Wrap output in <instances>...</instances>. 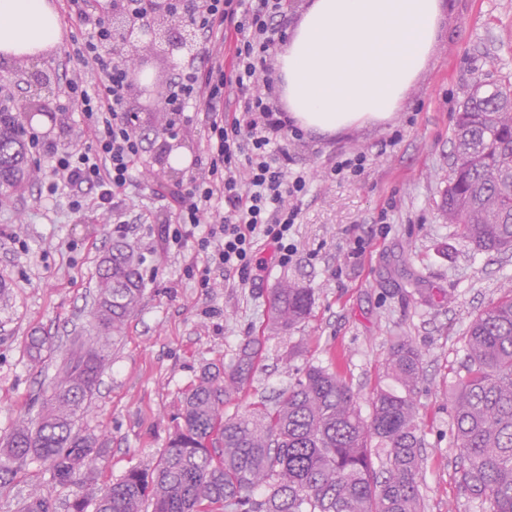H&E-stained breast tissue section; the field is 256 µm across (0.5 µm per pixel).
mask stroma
Here are the masks:
<instances>
[{
  "instance_id": "35a3bbf8",
  "label": "stroma",
  "mask_w": 512,
  "mask_h": 512,
  "mask_svg": "<svg viewBox=\"0 0 512 512\" xmlns=\"http://www.w3.org/2000/svg\"><path fill=\"white\" fill-rule=\"evenodd\" d=\"M306 0H288L270 49L271 103L286 109L276 57ZM77 24L62 23L60 41L46 56L0 63V86L14 93L15 115L26 128L61 149H82L90 139L79 107L63 96L66 53ZM50 74L49 87L29 73ZM512 73V0H449L448 15L431 61L392 120L332 136L301 132L284 137L290 175L305 176L292 229L296 247L280 265L266 241L257 244L263 266L248 283L238 277L217 287L199 284L206 264L194 244L178 249L164 240L170 213L154 196L155 181L188 182L194 159L208 149L207 131L188 108L177 137L166 132L169 114L151 106L148 93L130 86L127 112L147 152L134 183L111 208L98 209L87 193L80 212L66 198L41 197L35 177L8 190L0 205V275L10 291L0 300V435L36 418L44 392L75 336L92 333L96 273L108 248L123 241L143 259L144 294L120 335L111 337L97 394L80 422L97 435L107 455L85 496L132 469H152L173 432L184 397L204 368H224L246 341L261 345L252 380L224 406L225 414L250 410L274 398L297 372L314 363L337 371L359 396L362 413L383 386V363L399 340L422 353L416 389L425 512H481L459 484L448 393L465 359L471 321L512 285V253L476 251L443 223L439 205L451 176L454 118L471 86ZM42 105L47 122L35 126L28 110ZM191 163L175 167L174 152ZM355 153L367 162L360 176L334 174ZM361 253H354L355 241ZM287 281L313 291L310 315L293 329L267 326L271 294ZM50 334L59 347L41 371L32 370L29 336ZM51 492L53 512H70L76 490L54 484L32 462L0 491V512H18L33 488Z\"/></svg>"
}]
</instances>
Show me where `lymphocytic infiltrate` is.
Returning <instances> with one entry per match:
<instances>
[{
	"mask_svg": "<svg viewBox=\"0 0 512 512\" xmlns=\"http://www.w3.org/2000/svg\"><path fill=\"white\" fill-rule=\"evenodd\" d=\"M70 19L84 32L75 54L83 73L67 78L66 100L78 102L91 143L87 149L61 151L24 125L16 132L33 162L49 157L42 187L48 195L70 191L72 211L84 207L82 190L95 192L100 207L131 185L146 148L124 112L128 73L112 55V35L98 0H64ZM287 0H193L192 22L205 41L202 55L184 61L165 101L172 125H179L189 105L204 102L202 120L210 150L198 160L189 186L166 189L173 222L169 243L183 248L196 239L207 263L201 287H215L216 274L237 273L248 282L257 266L255 239L273 244L280 264L295 252L290 233L299 211L293 203L307 190L304 176H289L277 157L278 144L291 123L274 108L260 79L268 70L275 21Z\"/></svg>",
	"mask_w": 512,
	"mask_h": 512,
	"instance_id": "obj_1",
	"label": "lymphocytic infiltrate"
}]
</instances>
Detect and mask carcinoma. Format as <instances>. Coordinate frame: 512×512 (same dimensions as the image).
Wrapping results in <instances>:
<instances>
[{"mask_svg": "<svg viewBox=\"0 0 512 512\" xmlns=\"http://www.w3.org/2000/svg\"><path fill=\"white\" fill-rule=\"evenodd\" d=\"M512 78L476 83L455 118L452 178L443 219L477 250L512 249ZM16 117L0 112V186L21 184L27 162ZM141 261L115 244L97 276L98 334L119 332L143 295ZM313 293L294 282L275 289L271 324L288 331L311 312ZM466 362L450 394L459 482L485 512H512V288L470 323ZM56 351L52 336H31L36 365ZM258 349L249 341L224 372H201L151 471L131 469L95 498V512H424L415 397L421 352L394 345L384 362L393 385L362 415L357 393L336 372L310 364L272 406L224 415L247 384ZM106 355L74 337L35 422L17 425L0 445V488L18 467L42 463L55 483L82 488L106 456L78 426L100 382ZM20 512H51L50 495L32 491Z\"/></svg>", "mask_w": 512, "mask_h": 512, "instance_id": "carcinoma-1", "label": "carcinoma"}]
</instances>
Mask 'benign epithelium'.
Wrapping results in <instances>:
<instances>
[{"mask_svg": "<svg viewBox=\"0 0 512 512\" xmlns=\"http://www.w3.org/2000/svg\"><path fill=\"white\" fill-rule=\"evenodd\" d=\"M190 2L174 6L173 0H150L144 20L138 25L126 21L118 10L112 11V40L118 52L131 63L135 82L147 73L149 51L171 54L193 46Z\"/></svg>", "mask_w": 512, "mask_h": 512, "instance_id": "obj_1", "label": "benign epithelium"}]
</instances>
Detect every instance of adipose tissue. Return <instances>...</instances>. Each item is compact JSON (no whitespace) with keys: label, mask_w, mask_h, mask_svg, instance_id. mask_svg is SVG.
<instances>
[{"label":"adipose tissue","mask_w":512,"mask_h":512,"mask_svg":"<svg viewBox=\"0 0 512 512\" xmlns=\"http://www.w3.org/2000/svg\"><path fill=\"white\" fill-rule=\"evenodd\" d=\"M447 10L445 0H307L279 56L292 119L319 134L391 119ZM59 34L49 0H0V63L49 51Z\"/></svg>","instance_id":"adipose-tissue-1"}]
</instances>
